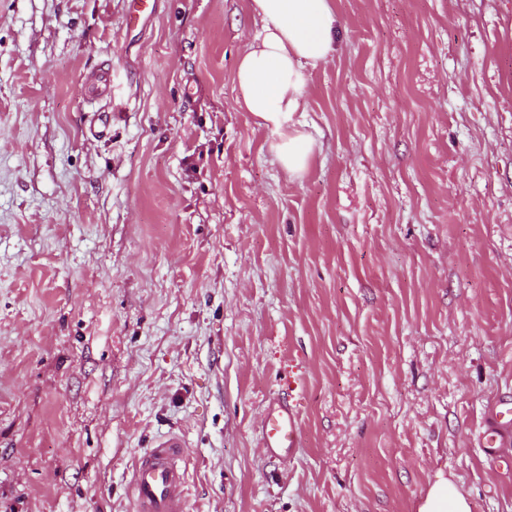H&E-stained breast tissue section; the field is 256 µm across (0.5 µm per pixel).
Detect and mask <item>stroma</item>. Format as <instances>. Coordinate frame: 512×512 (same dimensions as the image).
Listing matches in <instances>:
<instances>
[{"instance_id":"stroma-1","label":"stroma","mask_w":512,"mask_h":512,"mask_svg":"<svg viewBox=\"0 0 512 512\" xmlns=\"http://www.w3.org/2000/svg\"><path fill=\"white\" fill-rule=\"evenodd\" d=\"M129 3L0 0V512H133L171 432L187 512H418L440 472L512 512L477 446L512 398V0H332L297 177L237 103L248 0ZM111 81L109 69L89 74L84 81L83 97L88 101H96L107 96ZM300 425L296 408L288 400L268 405L262 425V446L273 458L286 460L299 447Z\"/></svg>"}]
</instances>
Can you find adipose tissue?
<instances>
[{
	"label": "adipose tissue",
	"mask_w": 512,
	"mask_h": 512,
	"mask_svg": "<svg viewBox=\"0 0 512 512\" xmlns=\"http://www.w3.org/2000/svg\"><path fill=\"white\" fill-rule=\"evenodd\" d=\"M249 10L262 29L237 65L238 104L273 129L274 160L298 176L309 165L314 141L295 118L297 95L310 68L335 53L338 18L331 0H249ZM419 512H470V504L457 484L440 474Z\"/></svg>",
	"instance_id": "obj_1"
}]
</instances>
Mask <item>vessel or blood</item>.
Returning a JSON list of instances; mask_svg holds the SVG:
<instances>
[{
  "mask_svg": "<svg viewBox=\"0 0 512 512\" xmlns=\"http://www.w3.org/2000/svg\"><path fill=\"white\" fill-rule=\"evenodd\" d=\"M109 70L86 77L83 97L96 101L107 96ZM299 415L293 404L280 401L265 410L262 446L273 458H291L299 444ZM482 446L486 455L503 460L512 469V400L500 401L490 416ZM185 444L176 435L162 437L155 447L139 455L133 465L132 489L135 512H186V477L181 460Z\"/></svg>",
  "mask_w": 512,
  "mask_h": 512,
  "instance_id": "obj_1",
  "label": "vessel or blood"
}]
</instances>
